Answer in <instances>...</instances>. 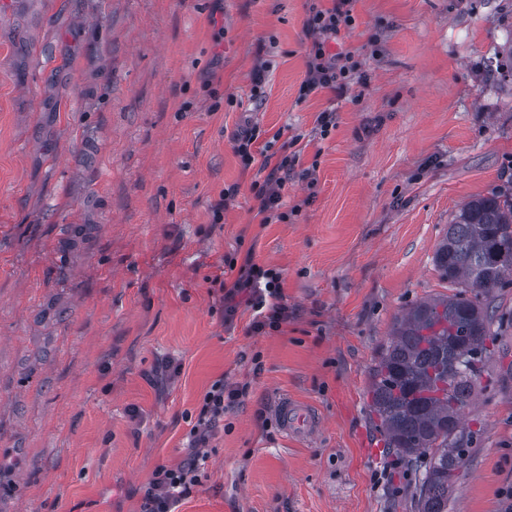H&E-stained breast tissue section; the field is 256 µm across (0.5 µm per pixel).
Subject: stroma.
Segmentation results:
<instances>
[{
    "label": "stroma",
    "instance_id": "stroma-1",
    "mask_svg": "<svg viewBox=\"0 0 512 512\" xmlns=\"http://www.w3.org/2000/svg\"><path fill=\"white\" fill-rule=\"evenodd\" d=\"M314 3L0 0V512H142L219 378L250 395L178 512H414L370 371L406 308L449 293L433 255L460 207L512 188V0H356L339 44L366 86L306 96ZM252 122L316 169L315 189H283L284 224L261 223L232 148ZM227 256L281 271L287 323L225 321ZM490 298L448 512H505L512 488V283ZM285 398L313 436L284 432ZM277 412L284 430L299 437H305L318 427V419L309 407L284 399L277 406Z\"/></svg>",
    "mask_w": 512,
    "mask_h": 512
}]
</instances>
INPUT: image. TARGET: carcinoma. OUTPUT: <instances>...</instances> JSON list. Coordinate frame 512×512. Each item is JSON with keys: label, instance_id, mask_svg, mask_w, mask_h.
I'll return each mask as SVG.
<instances>
[{"label": "carcinoma", "instance_id": "cac0c4a2", "mask_svg": "<svg viewBox=\"0 0 512 512\" xmlns=\"http://www.w3.org/2000/svg\"><path fill=\"white\" fill-rule=\"evenodd\" d=\"M434 262L456 291L414 304L371 370L369 407L389 447L412 466L427 458L416 512H448V492L472 452L463 415L481 390L498 319L487 294L512 279V192L464 204Z\"/></svg>", "mask_w": 512, "mask_h": 512}]
</instances>
